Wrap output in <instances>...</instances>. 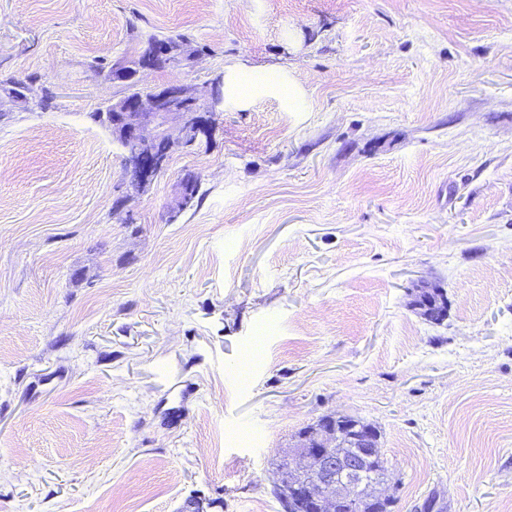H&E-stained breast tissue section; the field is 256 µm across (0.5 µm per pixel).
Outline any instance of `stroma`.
Returning a JSON list of instances; mask_svg holds the SVG:
<instances>
[{
	"mask_svg": "<svg viewBox=\"0 0 512 512\" xmlns=\"http://www.w3.org/2000/svg\"><path fill=\"white\" fill-rule=\"evenodd\" d=\"M176 33L144 85L223 101L140 189L92 114ZM8 77L0 512H283L326 415L394 512H512V0H0ZM142 57L147 71L154 69L155 65H160L161 68H180L192 62L196 54L191 51L187 42L175 40L148 44L142 52Z\"/></svg>",
	"mask_w": 512,
	"mask_h": 512,
	"instance_id": "stroma-1",
	"label": "stroma"
}]
</instances>
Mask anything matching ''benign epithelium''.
<instances>
[{
	"mask_svg": "<svg viewBox=\"0 0 512 512\" xmlns=\"http://www.w3.org/2000/svg\"><path fill=\"white\" fill-rule=\"evenodd\" d=\"M144 68H180L196 57L190 45L181 40L153 42L142 52ZM221 96L212 82H183L148 87L134 97L125 95L109 101L106 108L112 118V138L122 147L132 184L145 186L166 167L177 146L190 148L208 136V117L217 112ZM358 449L356 455L344 459L333 449L342 440ZM299 447L304 452L277 472L275 486L284 494H295L309 505V512H336L340 504L358 508L368 502L378 507L386 498L375 492L365 497L356 476L364 471L368 451L379 447L375 433L348 416L331 417L305 427ZM312 469L317 478L312 482L290 480L289 473Z\"/></svg>",
	"mask_w": 512,
	"mask_h": 512,
	"instance_id": "7a95c632",
	"label": "benign epithelium"
}]
</instances>
